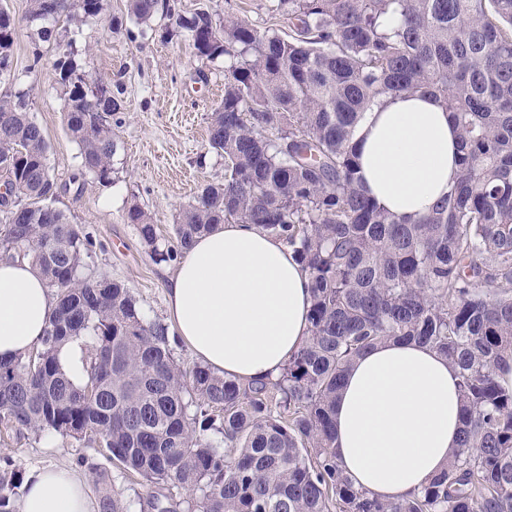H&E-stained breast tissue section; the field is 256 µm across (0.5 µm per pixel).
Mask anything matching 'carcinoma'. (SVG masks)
I'll use <instances>...</instances> for the list:
<instances>
[{"mask_svg": "<svg viewBox=\"0 0 512 512\" xmlns=\"http://www.w3.org/2000/svg\"><path fill=\"white\" fill-rule=\"evenodd\" d=\"M31 0L29 21L103 18L109 0ZM149 24L160 12L197 55L231 63L208 145L224 180L179 209L168 244L142 207L127 212L140 243L173 262L193 238L233 221L286 242L312 288L311 333L266 383L178 364L168 328L144 318L130 288L89 272L93 242L49 201V145L29 116L33 87L0 92V257L28 258L57 299L41 342L0 362V423L108 449V460L155 488L154 512H512V0H277L288 37L238 17L175 13L127 0ZM16 24L0 11V80L11 81ZM54 46L63 125L82 167L112 182L121 110L77 76L72 42ZM429 94L450 113L461 158L448 195L404 224L361 185L354 136L366 112L402 93ZM425 343L459 376L463 430L448 467L418 494L380 501L354 487L334 448L333 402L366 349ZM82 353L71 379L58 352ZM221 434L219 440L211 432ZM4 490L22 484L12 460ZM188 493L176 499L174 490Z\"/></svg>", "mask_w": 512, "mask_h": 512, "instance_id": "obj_1", "label": "carcinoma"}]
</instances>
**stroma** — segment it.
Returning a JSON list of instances; mask_svg holds the SVG:
<instances>
[{
  "label": "stroma",
  "mask_w": 512,
  "mask_h": 512,
  "mask_svg": "<svg viewBox=\"0 0 512 512\" xmlns=\"http://www.w3.org/2000/svg\"><path fill=\"white\" fill-rule=\"evenodd\" d=\"M30 0H0L15 20L12 72L18 83L33 84L31 119L48 143V164L58 185L54 205L94 242L90 270L123 282L136 297L146 319L165 320V288L175 263H157L141 247L127 211L139 205L151 213L161 237L171 235L182 206L198 188L224 179V159L208 146L211 112L224 97V59L199 58L186 36L170 35L171 22L158 14L148 26L126 19V0H110L111 16L123 17L121 29L109 18H93L74 27L58 20L73 43L79 71L90 86H107L122 108L109 116L116 134L112 181L102 184L81 168L78 144L62 121L60 85L52 68L54 52L36 46L30 36ZM183 12L205 10L214 18L240 16L260 29L286 33L288 23L276 15L274 0H174ZM42 53L38 75L28 72L34 51ZM0 457L10 458L23 476L44 467L77 469L92 497L100 485L126 503L129 512H151L153 489L107 460L89 441L56 433L15 434L0 426Z\"/></svg>",
  "instance_id": "35a3bbf8"
}]
</instances>
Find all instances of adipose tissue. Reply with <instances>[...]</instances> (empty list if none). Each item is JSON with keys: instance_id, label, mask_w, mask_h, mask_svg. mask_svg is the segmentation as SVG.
I'll return each instance as SVG.
<instances>
[{"instance_id": "obj_1", "label": "adipose tissue", "mask_w": 512, "mask_h": 512, "mask_svg": "<svg viewBox=\"0 0 512 512\" xmlns=\"http://www.w3.org/2000/svg\"><path fill=\"white\" fill-rule=\"evenodd\" d=\"M365 190L412 223L444 197L460 161L458 132L434 98L403 94L355 133ZM166 322L194 357L244 382L276 379L310 333L311 283L287 243L252 224L195 239L166 287ZM56 298L21 258L0 260V360L37 346ZM336 457L354 485L381 500L419 493L459 445L456 369L430 346L386 342L347 373L332 413ZM17 512H96L85 479L45 468Z\"/></svg>"}]
</instances>
